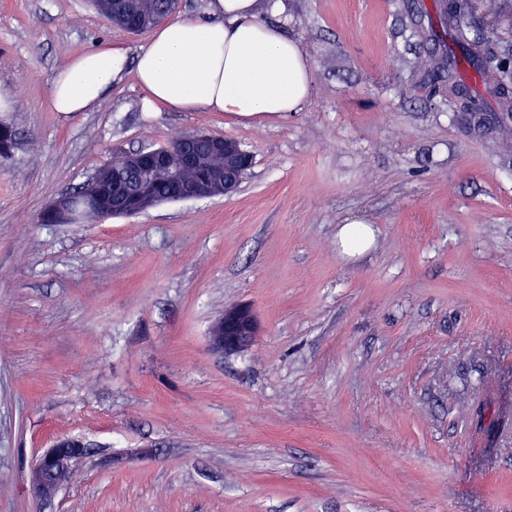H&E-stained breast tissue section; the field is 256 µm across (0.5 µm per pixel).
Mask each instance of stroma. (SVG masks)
Listing matches in <instances>:
<instances>
[{"instance_id":"stroma-1","label":"stroma","mask_w":512,"mask_h":512,"mask_svg":"<svg viewBox=\"0 0 512 512\" xmlns=\"http://www.w3.org/2000/svg\"><path fill=\"white\" fill-rule=\"evenodd\" d=\"M441 0H282L311 58L283 118L90 112L54 72L109 41L91 0H0V512H512V168L417 64ZM205 130L252 157L224 197L42 224L119 149ZM371 246L344 252L349 219ZM248 306V350L212 351ZM88 445L51 500L30 466ZM256 333V325L247 307H235L224 311L211 326L209 347L218 352H242L247 350Z\"/></svg>"}]
</instances>
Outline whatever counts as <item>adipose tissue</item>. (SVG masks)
<instances>
[{"instance_id": "adipose-tissue-1", "label": "adipose tissue", "mask_w": 512, "mask_h": 512, "mask_svg": "<svg viewBox=\"0 0 512 512\" xmlns=\"http://www.w3.org/2000/svg\"><path fill=\"white\" fill-rule=\"evenodd\" d=\"M281 7V0H209L205 18L168 21L136 55L101 44L53 74L49 107L91 111L131 74L150 108L243 119L301 111L312 67L299 40L265 21V13Z\"/></svg>"}]
</instances>
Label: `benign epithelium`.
I'll use <instances>...</instances> for the list:
<instances>
[{
    "mask_svg": "<svg viewBox=\"0 0 512 512\" xmlns=\"http://www.w3.org/2000/svg\"><path fill=\"white\" fill-rule=\"evenodd\" d=\"M215 154L224 157V172L212 176L202 170L193 181L182 179V170L199 167ZM123 165L128 169L144 168L161 173L172 184L171 197L188 201L232 193L251 165V157L222 136L192 132L173 144L126 154ZM159 201L151 181L144 179L138 184H119L108 195L100 192L65 193L52 201L45 212L56 224H76L85 210H97L110 217L129 216L154 207ZM255 333L251 311L246 307H235L224 312L211 326L209 347L222 353L242 352L251 346ZM86 452V444L77 437L56 438L51 448L37 457L32 466L31 492L43 499L55 496L63 486L62 473L72 469L74 461Z\"/></svg>",
    "mask_w": 512,
    "mask_h": 512,
    "instance_id": "benign-epithelium-1",
    "label": "benign epithelium"
}]
</instances>
